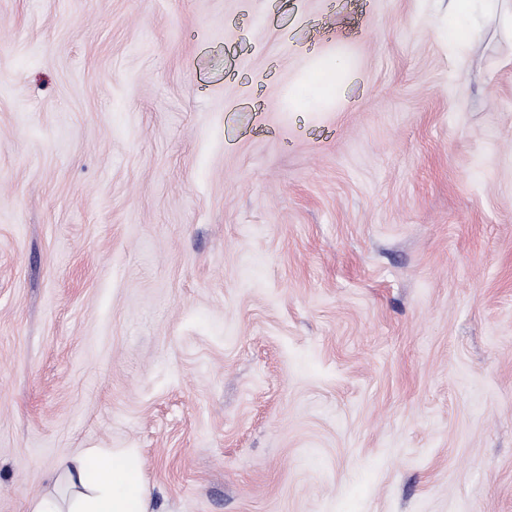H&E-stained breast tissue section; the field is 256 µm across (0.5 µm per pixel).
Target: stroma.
<instances>
[{
    "instance_id": "35a3bbf8",
    "label": "stroma",
    "mask_w": 512,
    "mask_h": 512,
    "mask_svg": "<svg viewBox=\"0 0 512 512\" xmlns=\"http://www.w3.org/2000/svg\"><path fill=\"white\" fill-rule=\"evenodd\" d=\"M451 25L0 0V512L88 448L153 512H512V29ZM310 67L302 80L288 91V104L294 110L308 112L327 106L344 83L351 63L346 57L325 58L315 48L309 52Z\"/></svg>"
}]
</instances>
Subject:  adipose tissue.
I'll return each mask as SVG.
<instances>
[{"instance_id": "1", "label": "adipose tissue", "mask_w": 512, "mask_h": 512, "mask_svg": "<svg viewBox=\"0 0 512 512\" xmlns=\"http://www.w3.org/2000/svg\"><path fill=\"white\" fill-rule=\"evenodd\" d=\"M499 2L448 0V12L456 21L448 32L449 42L470 41L477 12H497ZM309 56V69L288 91L289 105L302 112L328 105L351 68L344 57L326 58L314 50ZM65 475L72 487L67 505L47 494L32 502V512H151L136 449H87L83 458L66 468Z\"/></svg>"}]
</instances>
